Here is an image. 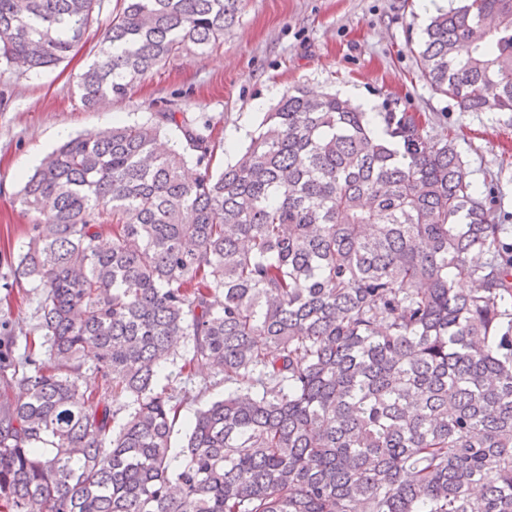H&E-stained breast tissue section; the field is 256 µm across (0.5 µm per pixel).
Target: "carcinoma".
<instances>
[{
	"label": "carcinoma",
	"instance_id": "carcinoma-1",
	"mask_svg": "<svg viewBox=\"0 0 512 512\" xmlns=\"http://www.w3.org/2000/svg\"><path fill=\"white\" fill-rule=\"evenodd\" d=\"M100 0H0V79L67 59ZM79 81L93 106L241 0H122ZM421 76L512 112V0L438 10ZM170 133L182 145L161 151ZM161 112L65 142L20 190L15 284L41 351L0 337V512H512V242L494 190L421 117L292 87L236 160ZM111 402L87 404V361ZM224 397L172 433L192 393Z\"/></svg>",
	"mask_w": 512,
	"mask_h": 512
}]
</instances>
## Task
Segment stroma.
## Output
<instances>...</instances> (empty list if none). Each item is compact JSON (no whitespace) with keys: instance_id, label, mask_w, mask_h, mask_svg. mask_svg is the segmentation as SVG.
Returning <instances> with one entry per match:
<instances>
[{"instance_id":"35a3bbf8","label":"stroma","mask_w":512,"mask_h":512,"mask_svg":"<svg viewBox=\"0 0 512 512\" xmlns=\"http://www.w3.org/2000/svg\"><path fill=\"white\" fill-rule=\"evenodd\" d=\"M120 0H102L71 59L0 81V299L10 300L17 351L39 346L34 333L37 291L15 285L10 257L24 249L30 214L18 192L27 176L71 137L117 123H144L160 112H182L209 123L233 162L268 108L293 86L352 99L382 125L388 112L426 120L428 135L452 138L478 191L494 189L500 223L512 227V114L464 112L435 94L415 52L435 0H242L232 29L204 53L170 56L135 82L126 96L89 109L80 75Z\"/></svg>"}]
</instances>
